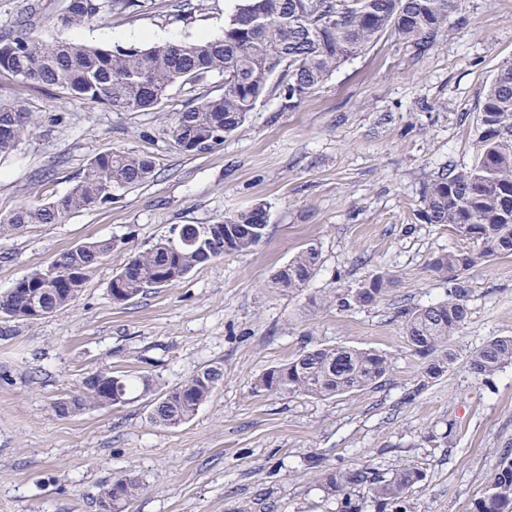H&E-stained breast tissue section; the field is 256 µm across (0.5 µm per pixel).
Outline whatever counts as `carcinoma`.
<instances>
[{"mask_svg":"<svg viewBox=\"0 0 512 512\" xmlns=\"http://www.w3.org/2000/svg\"><path fill=\"white\" fill-rule=\"evenodd\" d=\"M137 3L69 0L57 24H92L103 20L108 7L125 11ZM456 10L457 0H238L219 38L105 49L26 32L0 37V69L31 85L60 88L114 112L158 110L170 86L217 72L224 76L223 94L165 114V132L176 147L207 153L223 145L263 98L277 94L284 107H297L342 65L388 33L407 39L417 53H426L447 33ZM479 112L483 131L471 167L442 168L422 192L426 221L446 224L473 243L471 249L450 250L431 261L432 270L450 283L443 300L400 311L410 350L427 360L426 379L442 376L456 360L448 340L467 321L470 295L460 275L492 259L512 256V61L498 68ZM31 134L21 106L1 99L0 157L13 153ZM154 169L149 155L121 150L98 154L66 194L1 216L0 237L27 224H60L75 212L108 203L115 191L148 181ZM264 211V204L258 203L224 216L222 223L236 229L262 224ZM262 241L259 235L240 231L228 247L207 235L196 246L184 247L171 236H162L129 256L112 277L109 293L116 303L128 302L160 283L173 286L226 254L250 252ZM116 246L112 239L79 243L59 254L56 276L38 269L19 279L0 296V336L12 335L15 321L35 323L73 304L94 267ZM319 263L318 249L309 245L275 272L271 283L275 288H302ZM389 284L390 279L375 276L334 298L341 308L365 307L381 298ZM507 365H512V336L494 337L468 358L469 372L482 379ZM389 370L390 360L380 351L316 345L260 373L252 393L325 400L371 388ZM222 376L221 368L207 366L160 393L153 399L150 423L172 428L186 422L210 400ZM137 391L153 392V380L99 370L58 398L54 410L71 417L122 406ZM425 478L417 464L387 472L361 464L346 473L324 470L319 487L325 500L336 501L338 512H364L365 505L373 512H414V496ZM353 487L365 489L364 504L352 500ZM142 491L143 483L135 478L117 479L101 490L100 507L105 512L109 502H118L127 512ZM474 512H512L511 456H504L489 478Z\"/></svg>","mask_w":512,"mask_h":512,"instance_id":"carcinoma-1","label":"carcinoma"}]
</instances>
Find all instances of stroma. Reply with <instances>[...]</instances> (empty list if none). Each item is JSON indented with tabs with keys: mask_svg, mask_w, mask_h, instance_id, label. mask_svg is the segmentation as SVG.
Here are the masks:
<instances>
[{
	"mask_svg": "<svg viewBox=\"0 0 512 512\" xmlns=\"http://www.w3.org/2000/svg\"><path fill=\"white\" fill-rule=\"evenodd\" d=\"M91 25L58 27L68 0H0V36L19 30L112 47L214 39L237 0H140ZM463 24L416 56L397 35L340 67L297 108L278 96L208 153L173 148L158 113L115 112L61 89L29 85L0 70V98L29 116L33 135L0 158V214L67 193L92 157L146 153L152 178L111 203L59 224H29L0 238V295L75 244L118 243L78 300L0 339V512H101V489L120 477L145 492L132 512H337L317 486L321 465L362 461L389 470L423 467L417 512H474L512 440V365L482 380L469 355L512 335V256L464 273L469 317L448 342L455 363L422 378L399 310L443 300L448 282L431 260L468 241L422 217V187L443 166L472 164L482 135L478 107L503 61L512 60V0H460ZM224 91L213 73L169 88L167 111ZM264 204L267 239L232 253L171 288L128 302L108 293L129 253L176 224H214ZM316 246V274L297 290L272 275ZM383 273L392 280L372 305L340 309L336 289ZM314 345L386 353L375 387L327 400L252 394L265 369ZM221 366L211 399L174 428L149 422L148 398L63 418L55 399L90 373L150 376L159 389L201 367Z\"/></svg>",
	"mask_w": 512,
	"mask_h": 512,
	"instance_id": "1",
	"label": "stroma"
}]
</instances>
